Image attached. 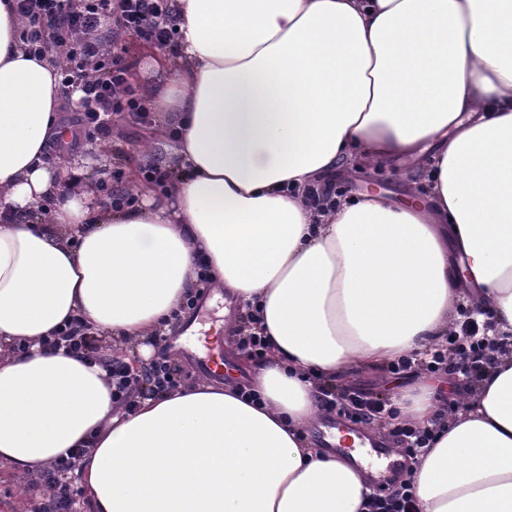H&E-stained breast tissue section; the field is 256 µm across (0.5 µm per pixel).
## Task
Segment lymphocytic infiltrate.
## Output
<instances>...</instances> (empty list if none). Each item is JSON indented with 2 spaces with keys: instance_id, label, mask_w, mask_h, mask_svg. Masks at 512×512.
Segmentation results:
<instances>
[{
  "instance_id": "1",
  "label": "lymphocytic infiltrate",
  "mask_w": 512,
  "mask_h": 512,
  "mask_svg": "<svg viewBox=\"0 0 512 512\" xmlns=\"http://www.w3.org/2000/svg\"><path fill=\"white\" fill-rule=\"evenodd\" d=\"M15 9L22 20L19 40L25 51L36 58L51 50L58 52L62 59L57 71L59 88L81 94V108L68 118L73 137L65 152L109 141L113 116L141 125L152 122L150 110L128 80L121 55L98 38L97 32L108 17L115 23V39L172 45L177 32L168 0H15ZM491 344L476 314H465L459 333L449 335L445 348L433 351L427 369L436 373L450 367L466 378L479 375L480 361ZM41 346L47 353L62 350L99 364L107 373L113 401L129 411L142 400L180 385L172 360L160 356L129 367L125 357L113 355L111 346L98 342L96 331L78 315L43 338ZM85 454V449H75L27 480V489L41 498L35 512H73L82 494L73 474Z\"/></svg>"
}]
</instances>
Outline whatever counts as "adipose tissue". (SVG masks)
<instances>
[{
    "mask_svg": "<svg viewBox=\"0 0 512 512\" xmlns=\"http://www.w3.org/2000/svg\"><path fill=\"white\" fill-rule=\"evenodd\" d=\"M13 6L0 0V212L54 206L0 224V470L36 474L87 443L93 512H364L365 467L308 437L317 385L416 360L467 292L498 344L446 422L430 387L399 399L437 427L411 479L420 512H512V0H174L179 47L147 106L179 115L187 174L121 210L81 163L44 164L59 88ZM424 156L417 204L306 197L354 160ZM200 255L267 340L246 386L128 413L102 367L41 351L76 314L151 338Z\"/></svg>",
    "mask_w": 512,
    "mask_h": 512,
    "instance_id": "ef3b65f1",
    "label": "adipose tissue"
}]
</instances>
